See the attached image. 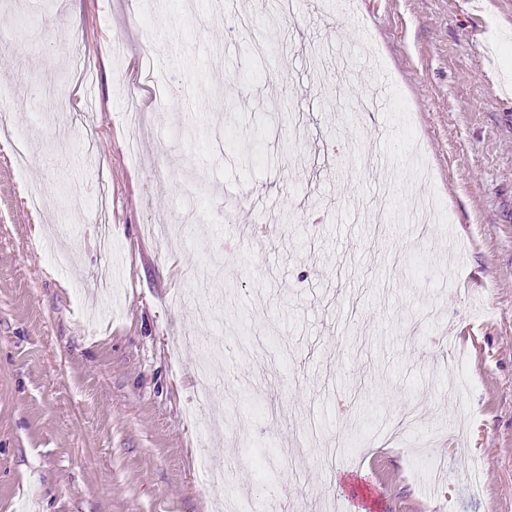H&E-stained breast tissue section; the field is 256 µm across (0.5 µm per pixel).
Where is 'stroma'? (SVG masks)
Returning <instances> with one entry per match:
<instances>
[{"instance_id":"1","label":"stroma","mask_w":512,"mask_h":512,"mask_svg":"<svg viewBox=\"0 0 512 512\" xmlns=\"http://www.w3.org/2000/svg\"><path fill=\"white\" fill-rule=\"evenodd\" d=\"M13 2L0 31L26 39L0 44V122L29 158L0 136V512H220L207 474L228 468L249 512H512V0H299L290 19L280 0H147L142 19L124 0ZM313 45L354 57L361 87L385 78L388 112L346 123L356 97L318 82ZM174 81L202 117L154 97ZM404 129L430 174L396 160L384 196L364 155ZM415 196L442 217L422 239ZM213 336L233 350L205 396ZM309 420L363 456L328 479L318 443L289 458Z\"/></svg>"}]
</instances>
